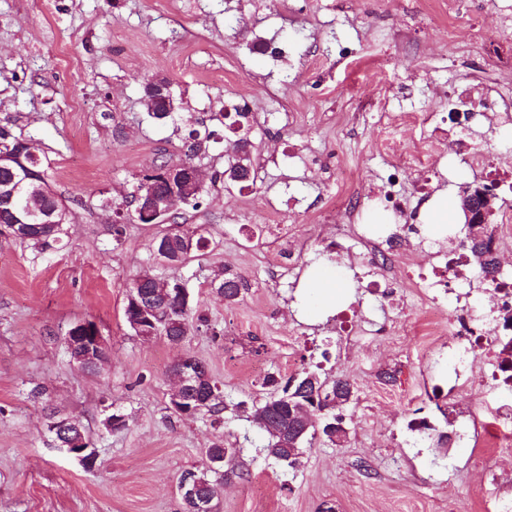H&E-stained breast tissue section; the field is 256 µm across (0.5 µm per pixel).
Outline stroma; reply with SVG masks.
<instances>
[{
  "instance_id": "35a3bbf8",
  "label": "stroma",
  "mask_w": 512,
  "mask_h": 512,
  "mask_svg": "<svg viewBox=\"0 0 512 512\" xmlns=\"http://www.w3.org/2000/svg\"><path fill=\"white\" fill-rule=\"evenodd\" d=\"M475 27L512 55V0H0V126L39 144L71 212L54 248L0 236V512H182L179 479L205 464L219 433L239 453L215 512H501L512 502V425L498 416L512 388L484 380L485 357L459 361L448 315L430 316L406 277L446 248L410 223L427 200L415 188L417 117L447 112L449 86L466 81L512 98V73L489 71L471 50ZM153 77L172 83L179 123L149 117ZM236 106L253 123L259 177L247 187L213 180L236 139L223 118ZM381 110L403 116L390 155L379 150ZM502 118L484 121L473 143L512 162ZM192 128L210 132L204 193L181 221L216 246L162 265L151 248L161 226L127 223L116 239L114 211L154 163L183 158ZM392 165L404 210L388 232L399 247L374 256L353 246L338 201L357 192L366 220ZM292 245L299 264L281 271L278 252ZM385 259L393 292L381 285ZM319 262L340 264L355 289L313 322L297 288ZM146 270L191 293L197 316L183 348L125 323L129 284ZM221 271L246 281L234 304L213 285ZM81 320L111 351L96 374L64 355ZM184 351L229 404L264 400L268 375L316 366L348 378L346 439L314 441L292 471L266 460L265 434L246 417L225 412L217 430L174 414L170 368ZM49 406L90 432L99 467L53 446ZM116 411L128 426L111 433L103 421ZM422 417L430 432L410 429Z\"/></svg>"
}]
</instances>
